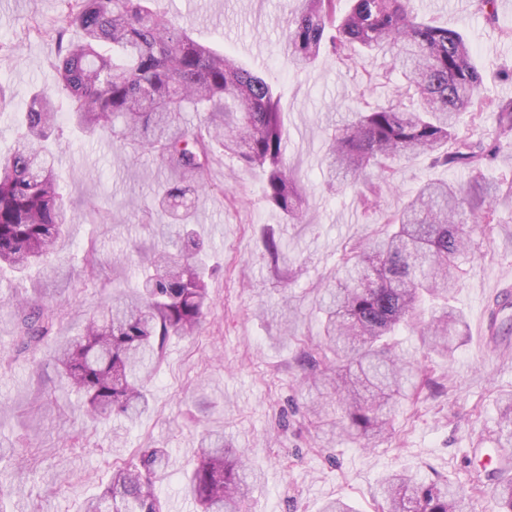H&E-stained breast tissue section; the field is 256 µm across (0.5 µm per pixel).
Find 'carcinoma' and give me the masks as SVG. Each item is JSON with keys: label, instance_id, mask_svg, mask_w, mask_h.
Here are the masks:
<instances>
[{"label": "carcinoma", "instance_id": "1", "mask_svg": "<svg viewBox=\"0 0 512 512\" xmlns=\"http://www.w3.org/2000/svg\"><path fill=\"white\" fill-rule=\"evenodd\" d=\"M153 0H64L50 59L68 99V121L104 131L112 143L147 151L174 175L156 198L159 247L139 250L137 287L100 305L84 334L56 345L61 380L101 419L136 424L150 405L148 385L172 339L199 333L210 307V269L198 259L206 244L193 227L194 199L206 194L214 150L263 173V201L288 221L302 222L305 197L284 158L287 132L280 96L262 77L153 10ZM497 21V0H474ZM288 64L309 67L326 53L366 62L390 55L401 66L417 106L391 102L348 108L327 148L328 182L338 190L394 184L403 157L425 156L433 167L472 173L464 187L428 179L389 215L383 228L358 242L326 279L317 310L322 341L308 354L313 413L328 438L386 439L396 405L417 397L422 366L397 349L410 328L424 354L449 355L452 333L464 330L451 305L459 264L473 252V226L495 224L497 206L512 199V182L481 189L483 167L512 144V99L484 94V75L460 32L434 24L413 0H299L283 32ZM491 112L492 130L456 131L464 112ZM201 112L194 128L183 113ZM58 110L40 92L26 104L22 132L0 163V265L17 272L54 268L57 242L73 217L54 175L57 154L42 146ZM263 256L280 275L282 252L271 232ZM18 345L51 339L54 317L37 302L18 300ZM500 417L488 442L512 447V391L497 398ZM169 454L147 448L122 464L83 512H163L156 481ZM512 456L487 475L496 512H512ZM260 476L245 453L226 447L224 434L204 432L198 462L185 487L198 512H243ZM450 479L402 469L377 483L380 512H461L468 492Z\"/></svg>", "mask_w": 512, "mask_h": 512}]
</instances>
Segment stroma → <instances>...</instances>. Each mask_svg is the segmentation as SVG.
<instances>
[{
    "label": "stroma",
    "mask_w": 512,
    "mask_h": 512,
    "mask_svg": "<svg viewBox=\"0 0 512 512\" xmlns=\"http://www.w3.org/2000/svg\"><path fill=\"white\" fill-rule=\"evenodd\" d=\"M287 0H156L155 7L200 42L234 56L281 96L288 129L286 161L306 197L304 221L286 223L261 198L258 172L238 167L223 152L211 166L213 189L196 204V229L219 266L210 282L211 312L199 335L170 344L155 377L152 408L136 427L91 421L74 393L58 386L49 347L19 352L13 300L53 302V333L75 335L102 301L135 287V250L154 242L151 209L167 171L151 154L120 149L109 136L80 133L61 122L58 180L74 207L69 236L49 278L0 272V505L6 512H77L101 490L113 463L139 449L161 446L169 465L158 483L166 512H197L182 492L197 462L206 430L223 432L228 447L244 450L264 479L249 512H318L341 498L355 512H377L373 499L384 474L411 468L429 477L470 485L483 462L473 444L492 432L500 391L512 389V308L497 346H484L482 323L503 287L512 284V205L501 203L497 223L474 231V254L453 299L466 332L445 359L424 360L419 341L402 343L423 360L428 378L444 393L422 390L393 420L391 437L359 445L319 438L308 414L299 356L318 341L314 317L322 276L367 232L384 224L404 196L428 178L466 182L465 170L427 169L420 158L401 159L395 185L382 186L368 210L350 192H331L324 178L327 140L345 107L398 98L400 73L389 59L369 67L322 56L295 70L282 51ZM436 25L459 30L471 42L490 96L512 99V0H498V21L488 24L473 0H415ZM61 0H0V161L18 137L21 101L34 89H54L49 64L51 29ZM280 241L286 273L273 277L262 256V230ZM95 245L101 265L84 261Z\"/></svg>",
    "instance_id": "obj_1"
}]
</instances>
